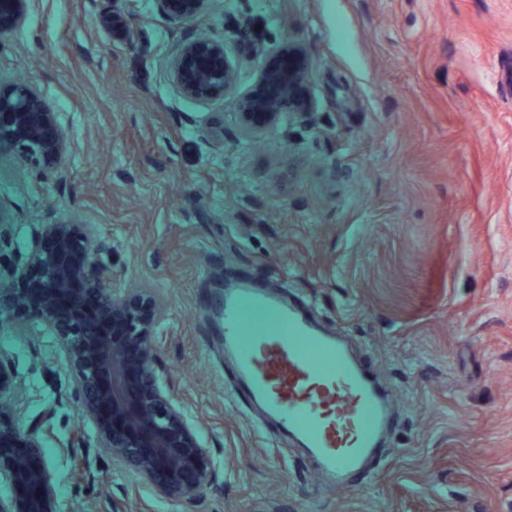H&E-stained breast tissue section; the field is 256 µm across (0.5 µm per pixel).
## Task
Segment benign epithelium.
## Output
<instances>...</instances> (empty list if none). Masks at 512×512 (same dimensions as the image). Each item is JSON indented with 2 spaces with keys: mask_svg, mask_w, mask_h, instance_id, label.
Here are the masks:
<instances>
[{
  "mask_svg": "<svg viewBox=\"0 0 512 512\" xmlns=\"http://www.w3.org/2000/svg\"><path fill=\"white\" fill-rule=\"evenodd\" d=\"M209 0H158L172 17L203 11ZM26 0H6L0 7V31L15 25ZM293 69H284L274 95L253 92L239 106L242 133L254 136L277 121L283 108L305 111L310 101L302 93L303 70L290 53ZM174 80L193 96L224 94L233 75L224 46L198 40L186 44L172 66ZM52 127L32 93L0 100V151H19L36 161L58 147L45 129ZM48 234L59 241L52 249L36 248L28 262L0 271V315L17 319L21 308H35L55 335L68 364L67 384L81 397L83 416L100 437V448L112 464L150 484L160 493L191 501L215 477L210 448L189 426L181 405L166 387L157 362L163 336L159 319L141 316L152 303L145 289L137 299L110 285L109 263L100 247H68L66 224ZM19 393L12 362L0 356V480L10 493L0 498V512H57L55 489L45 479L42 441L34 431L13 426ZM40 478L32 493L28 477Z\"/></svg>",
  "mask_w": 512,
  "mask_h": 512,
  "instance_id": "obj_1",
  "label": "benign epithelium"
}]
</instances>
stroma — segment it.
Returning <instances> with one entry per match:
<instances>
[{
  "label": "stroma",
  "instance_id": "obj_1",
  "mask_svg": "<svg viewBox=\"0 0 512 512\" xmlns=\"http://www.w3.org/2000/svg\"><path fill=\"white\" fill-rule=\"evenodd\" d=\"M224 46L234 81L187 96L183 45ZM307 59L304 112L255 138L240 100L266 66ZM33 87L58 134L32 165L0 152V264L68 225L112 255V285L158 299L159 363L216 479L158 496L98 446L38 318L0 325L43 422L57 512H512V0H27L0 32V97ZM258 272L374 365L391 394L387 453L322 489L232 385L201 297ZM209 0H158L160 9L172 17H184L203 11Z\"/></svg>",
  "mask_w": 512,
  "mask_h": 512
}]
</instances>
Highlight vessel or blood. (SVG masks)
Returning a JSON list of instances; mask_svg holds the SVG:
<instances>
[{
    "label": "vessel or blood",
    "instance_id": "vessel-or-blood-1",
    "mask_svg": "<svg viewBox=\"0 0 512 512\" xmlns=\"http://www.w3.org/2000/svg\"><path fill=\"white\" fill-rule=\"evenodd\" d=\"M246 297L275 309L279 325L245 344L238 305ZM211 306L224 325V359L234 369L235 395L257 404L265 424L295 438L327 486L347 488L351 477L377 460L392 421L374 368L254 279L227 282Z\"/></svg>",
    "mask_w": 512,
    "mask_h": 512
}]
</instances>
